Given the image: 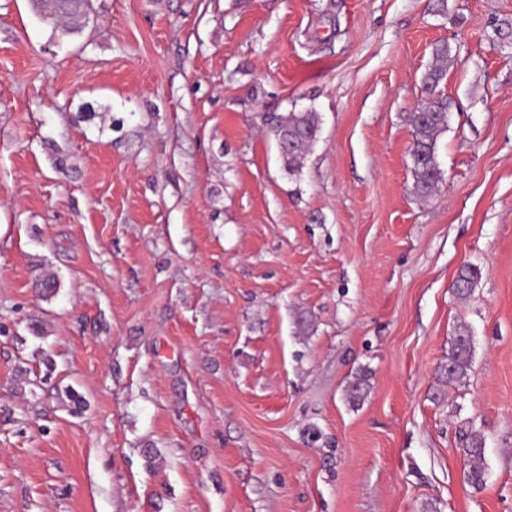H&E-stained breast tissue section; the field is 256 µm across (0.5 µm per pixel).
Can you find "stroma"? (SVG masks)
<instances>
[{"instance_id":"stroma-1","label":"stroma","mask_w":512,"mask_h":512,"mask_svg":"<svg viewBox=\"0 0 512 512\" xmlns=\"http://www.w3.org/2000/svg\"><path fill=\"white\" fill-rule=\"evenodd\" d=\"M94 6L0 0V512H512V0ZM306 109L291 176L260 115ZM69 5H72L70 6L71 8L60 12L48 9L47 4H43L41 6L36 5L42 19L50 20V23L53 25L55 38L61 39L74 34L78 29L79 24L82 23L81 20L83 19V16L81 14H93L95 12L92 0L87 3L76 1ZM435 65L422 77L425 97L412 113L414 141L411 149L414 193L421 198L431 195L442 179L437 161V138L448 129L450 107L447 99L437 91L446 76L448 62L452 61V48L447 41L434 45ZM479 279V270L471 264L462 265L453 282V288L461 297H467L474 291ZM472 355V336L467 328L458 329L448 353V362L442 368L448 381H462L467 376ZM462 450L469 463L468 482L474 488L482 487L485 484L486 472L484 466V439L481 434L477 431L470 433Z\"/></svg>"}]
</instances>
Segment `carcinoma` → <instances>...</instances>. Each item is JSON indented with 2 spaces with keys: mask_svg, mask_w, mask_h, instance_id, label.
Returning <instances> with one entry per match:
<instances>
[{
  "mask_svg": "<svg viewBox=\"0 0 512 512\" xmlns=\"http://www.w3.org/2000/svg\"><path fill=\"white\" fill-rule=\"evenodd\" d=\"M42 19L53 25L54 36L61 39L76 32L83 14L94 13L91 0L85 3L76 0L71 8L57 12L43 4L37 7ZM435 65L422 77L425 97L412 113L414 141L411 149L414 193L425 198L442 179V171L437 161L438 135L448 130L450 107L448 101L438 91L440 83L446 76L448 62L452 61V48L446 41L438 42L433 47ZM262 126L278 142L288 138L293 147L279 152L284 169L294 175L303 167L308 148L316 142L320 131V119L317 112H263L260 115ZM479 279V270L471 264L462 265L453 282V288L461 297H467L474 291ZM472 355V336L467 328L458 329L454 343L448 353V362L442 368L443 375L450 381H461L467 376ZM484 439L474 431L467 437L463 446L469 469L468 482L475 488L485 484Z\"/></svg>",
  "mask_w": 512,
  "mask_h": 512,
  "instance_id": "cac0c4a2",
  "label": "carcinoma"
}]
</instances>
